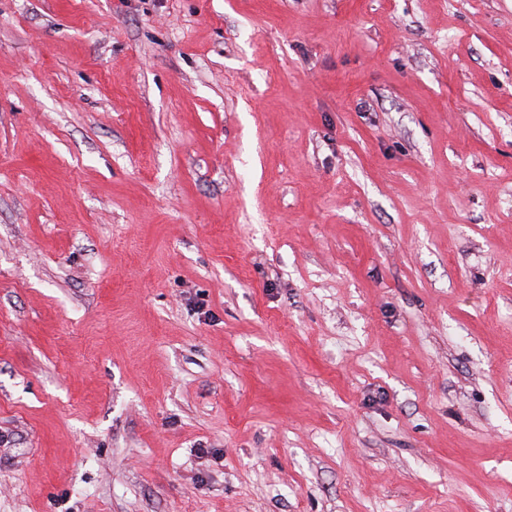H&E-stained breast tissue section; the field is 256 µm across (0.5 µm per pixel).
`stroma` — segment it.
Masks as SVG:
<instances>
[{"mask_svg": "<svg viewBox=\"0 0 512 512\" xmlns=\"http://www.w3.org/2000/svg\"><path fill=\"white\" fill-rule=\"evenodd\" d=\"M0 512H512V0H0Z\"/></svg>", "mask_w": 512, "mask_h": 512, "instance_id": "1", "label": "stroma"}]
</instances>
